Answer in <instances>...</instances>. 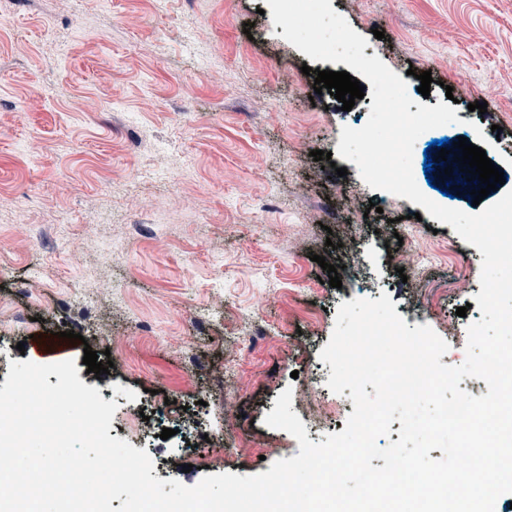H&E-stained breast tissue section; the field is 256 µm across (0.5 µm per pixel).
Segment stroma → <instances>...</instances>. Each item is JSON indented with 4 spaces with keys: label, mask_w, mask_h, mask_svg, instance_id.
Instances as JSON below:
<instances>
[{
    "label": "stroma",
    "mask_w": 512,
    "mask_h": 512,
    "mask_svg": "<svg viewBox=\"0 0 512 512\" xmlns=\"http://www.w3.org/2000/svg\"><path fill=\"white\" fill-rule=\"evenodd\" d=\"M330 4L410 92L430 72L426 105L456 98L467 115L457 135L486 136L512 190V0ZM265 6L0 0V188L12 196L0 209V386L10 362L32 359L35 336L78 333L68 357L80 381L117 403L111 424L134 448L156 449L153 477L186 486L298 455L290 433L263 422L283 390L312 442L344 430L335 393L321 408L306 393L312 374H331L319 353L341 303L388 294L408 326L448 343L441 362L452 366L482 317L480 251L339 156L342 127L366 123L365 106L315 94L306 54ZM46 84L58 92L50 103L38 94ZM475 101L486 113L469 111ZM432 140L423 133L413 150L419 188L478 213L469 188L424 172ZM407 215L400 241L395 220ZM88 347L108 374L88 373ZM140 400L164 410L163 425L142 428ZM212 426L218 435L193 452L160 437Z\"/></svg>",
    "instance_id": "obj_1"
}]
</instances>
